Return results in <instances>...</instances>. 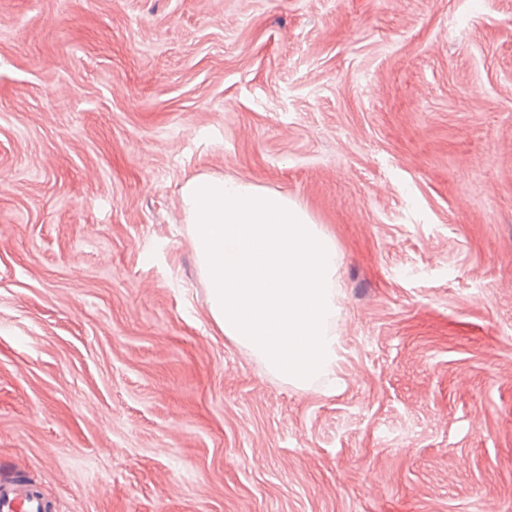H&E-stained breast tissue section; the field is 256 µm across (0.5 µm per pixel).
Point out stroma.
Instances as JSON below:
<instances>
[{
	"mask_svg": "<svg viewBox=\"0 0 512 512\" xmlns=\"http://www.w3.org/2000/svg\"><path fill=\"white\" fill-rule=\"evenodd\" d=\"M335 238L333 382L214 327L180 207ZM49 512H512V0H0V480Z\"/></svg>",
	"mask_w": 512,
	"mask_h": 512,
	"instance_id": "stroma-1",
	"label": "stroma"
}]
</instances>
